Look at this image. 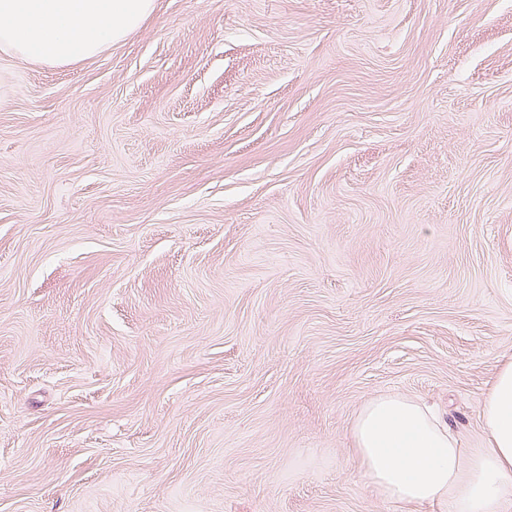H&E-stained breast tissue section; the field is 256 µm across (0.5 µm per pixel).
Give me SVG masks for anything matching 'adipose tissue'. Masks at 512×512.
I'll return each mask as SVG.
<instances>
[{"label": "adipose tissue", "instance_id": "1", "mask_svg": "<svg viewBox=\"0 0 512 512\" xmlns=\"http://www.w3.org/2000/svg\"><path fill=\"white\" fill-rule=\"evenodd\" d=\"M154 0H0V50L24 61L75 64L131 37ZM483 448L460 447L424 405L386 394L357 416L356 461L374 492L443 512H512V360L481 409Z\"/></svg>", "mask_w": 512, "mask_h": 512}]
</instances>
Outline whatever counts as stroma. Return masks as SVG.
I'll use <instances>...</instances> for the list:
<instances>
[{
  "mask_svg": "<svg viewBox=\"0 0 512 512\" xmlns=\"http://www.w3.org/2000/svg\"><path fill=\"white\" fill-rule=\"evenodd\" d=\"M0 52V512H441L395 394L481 448L512 358V0H154Z\"/></svg>",
  "mask_w": 512,
  "mask_h": 512,
  "instance_id": "stroma-1",
  "label": "stroma"
}]
</instances>
